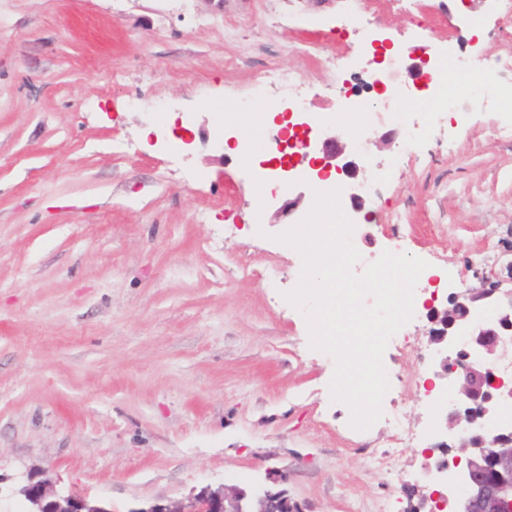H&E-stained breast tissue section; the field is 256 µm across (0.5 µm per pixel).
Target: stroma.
Listing matches in <instances>:
<instances>
[{
	"label": "stroma",
	"mask_w": 512,
	"mask_h": 512,
	"mask_svg": "<svg viewBox=\"0 0 512 512\" xmlns=\"http://www.w3.org/2000/svg\"><path fill=\"white\" fill-rule=\"evenodd\" d=\"M365 26L346 28L353 10ZM418 56L455 44L512 80L500 0H0V512L30 471L115 512L206 484L282 477L309 512H414L441 408L418 400L430 309L512 251V103L465 101L403 151V126L332 115L370 43ZM335 116L375 193L346 215L370 264L400 251L443 275L388 344L390 388L368 429L333 399L334 358L286 298L303 261L281 234L318 188L263 190L271 73ZM396 453L399 475L377 456Z\"/></svg>",
	"instance_id": "1"
}]
</instances>
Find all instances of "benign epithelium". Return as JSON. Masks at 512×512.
<instances>
[{
    "label": "benign epithelium",
    "instance_id": "benign-epithelium-1",
    "mask_svg": "<svg viewBox=\"0 0 512 512\" xmlns=\"http://www.w3.org/2000/svg\"><path fill=\"white\" fill-rule=\"evenodd\" d=\"M324 166L340 158L344 146L330 131L319 140ZM512 260L500 269L476 272L479 286L450 294V307L432 311L430 319L443 326L431 331L433 339L447 342L448 357L443 360L453 387L445 408L448 441L437 447L458 449L446 465H426L427 483L413 488L422 500L431 503L429 512H512V430L497 426V433L475 444L474 423L496 422L503 383L490 369V363L504 346L499 336L512 330ZM495 299L494 315L475 322L472 314L482 309V301ZM25 512H112V506L87 494L56 487L38 472H29L18 488ZM135 512H303L302 505L285 490L249 493L236 486L205 485L194 488L180 499L155 502Z\"/></svg>",
    "mask_w": 512,
    "mask_h": 512
}]
</instances>
